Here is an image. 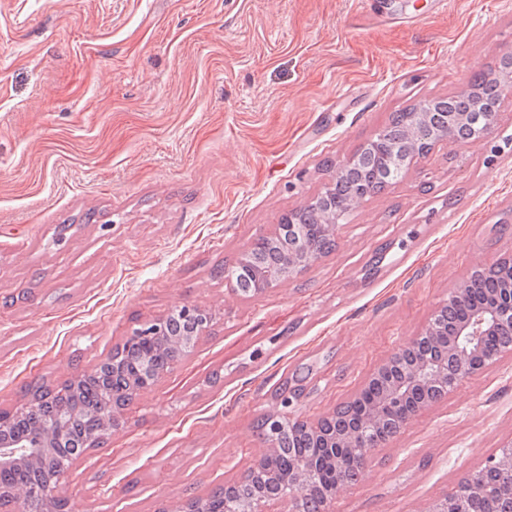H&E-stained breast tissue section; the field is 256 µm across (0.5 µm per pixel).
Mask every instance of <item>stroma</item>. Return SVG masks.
I'll return each mask as SVG.
<instances>
[{
  "label": "stroma",
  "instance_id": "stroma-1",
  "mask_svg": "<svg viewBox=\"0 0 512 512\" xmlns=\"http://www.w3.org/2000/svg\"><path fill=\"white\" fill-rule=\"evenodd\" d=\"M510 44L512 0H0V409L178 304L216 314L74 462L68 512H158L235 481L284 380L302 379V415L332 411L474 266L512 255L508 101L491 144L436 147L304 276L239 299L215 275L328 161ZM511 442L508 353L376 449L333 510L426 512Z\"/></svg>",
  "mask_w": 512,
  "mask_h": 512
}]
</instances>
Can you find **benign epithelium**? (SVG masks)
Instances as JSON below:
<instances>
[{"mask_svg": "<svg viewBox=\"0 0 512 512\" xmlns=\"http://www.w3.org/2000/svg\"><path fill=\"white\" fill-rule=\"evenodd\" d=\"M507 98L512 99V46L496 53L493 64L483 70L482 79H470L460 91L447 98L416 102L406 112L409 125L403 138L391 145V151L399 153L407 171L425 161L440 144L455 149L486 142L497 129L499 111ZM450 99H467L471 109L450 112L442 118L436 106ZM387 132L388 126L381 127L352 154L330 164L331 175L319 193L305 205L283 213L272 230L255 237L237 255L236 262L241 263L264 251L271 241L280 240L284 260L276 277H270L271 268L260 267L253 273V287L244 288L219 271L234 296L244 299L262 294L312 268L320 259L318 247L314 240L295 234L302 213L314 212L321 235L337 238L345 216L375 194L376 189L371 186L360 189L341 210L336 209V192L347 174L365 162V149L385 141ZM489 273L501 278L504 287L486 294L474 309L459 311L460 304L479 289ZM215 319L212 310L197 304L175 306L153 322L133 330L112 348L109 356L92 369L71 376L59 389L44 385L29 388L28 399L23 404L0 414V471L35 466L47 456H59L48 483L39 488V496L46 502L58 501L73 460L85 453V449L99 446L106 436L121 430L128 407L155 388L178 362L192 355L199 341L211 331ZM505 352H512V255L478 267L470 278L438 302L420 332L400 342L373 371L366 386L380 389L379 400L367 416L356 421L348 443V447L359 449L360 455L343 480L332 486L323 498L312 494L322 466L316 453L300 460L296 477L272 474L268 483L253 487L251 496L236 495L247 475L261 468L269 457L294 449L295 439L330 453L343 447L336 443L333 426L336 418L350 416V404L324 414L319 421H310L294 414L302 393L290 386L288 392L277 397L281 410L267 415L258 427L262 452L241 477L216 487L208 495L186 496L158 512H209L214 496L224 499V512H269L270 506L281 502L288 503V512H333L337 495L361 481L365 463L375 449L399 436L424 409L446 399L448 393L496 363ZM94 382L104 393L100 406L89 413L78 405L72 406L80 392ZM48 401L57 402L59 409L40 424L39 442L30 444L17 439L12 424L29 417ZM85 413L95 421V429L82 437V450L57 454L68 441L66 432L70 424ZM283 418L290 421L286 436L280 430ZM502 466H512V443L500 448V452L488 457L467 476L481 477ZM429 512H471L468 495L458 486L432 504Z\"/></svg>", "mask_w": 512, "mask_h": 512, "instance_id": "1", "label": "benign epithelium"}]
</instances>
